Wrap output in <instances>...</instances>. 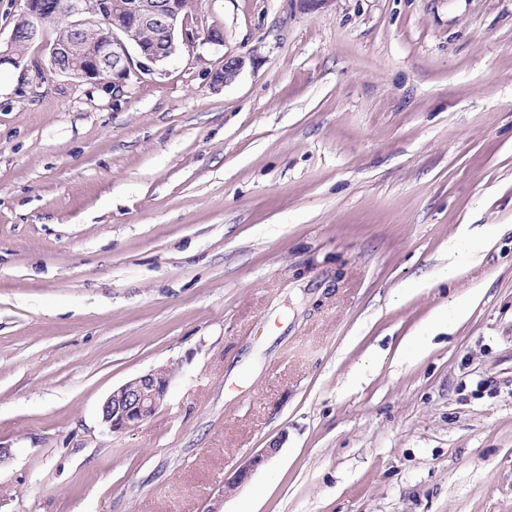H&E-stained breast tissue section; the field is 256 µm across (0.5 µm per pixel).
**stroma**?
Returning <instances> with one entry per match:
<instances>
[{
  "mask_svg": "<svg viewBox=\"0 0 512 512\" xmlns=\"http://www.w3.org/2000/svg\"><path fill=\"white\" fill-rule=\"evenodd\" d=\"M202 8L117 101L0 68V512H512V0ZM244 65V57L225 56L224 64H222L220 68H217L212 74L213 82L224 85L232 82L238 76ZM169 368L161 366L139 375L105 399L100 415L110 431L123 434L147 421L163 404L169 388ZM278 448H280V441L275 440L266 448H262L259 452L243 460L238 465L233 479L224 484L225 491L243 485L258 468L264 465L277 452Z\"/></svg>",
  "mask_w": 512,
  "mask_h": 512,
  "instance_id": "35a3bbf8",
  "label": "stroma"
}]
</instances>
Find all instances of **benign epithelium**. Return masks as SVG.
Listing matches in <instances>:
<instances>
[{"instance_id":"1","label":"benign epithelium","mask_w":512,"mask_h":512,"mask_svg":"<svg viewBox=\"0 0 512 512\" xmlns=\"http://www.w3.org/2000/svg\"><path fill=\"white\" fill-rule=\"evenodd\" d=\"M20 17L26 27L12 28L8 42L0 46V66L19 67L23 58L15 46L22 40L31 43L45 41L50 62L70 58L73 42L83 33V24L91 18L106 22L112 37L101 44L87 47L80 58L58 72H75L91 84H103L112 89V96L127 93L131 79L141 72L165 65L181 47L193 48L197 43L224 44V26L202 9L184 12L180 0H125L121 5L109 0H23ZM62 17L70 39L44 40V31L31 24L33 20ZM245 65L241 56H226L224 64L212 74L213 82H232ZM169 368L161 366L139 375L105 399L100 415L110 431L123 434L147 421L163 404L169 388ZM280 448L275 440L259 452L243 460L234 477L224 489L243 485Z\"/></svg>"}]
</instances>
